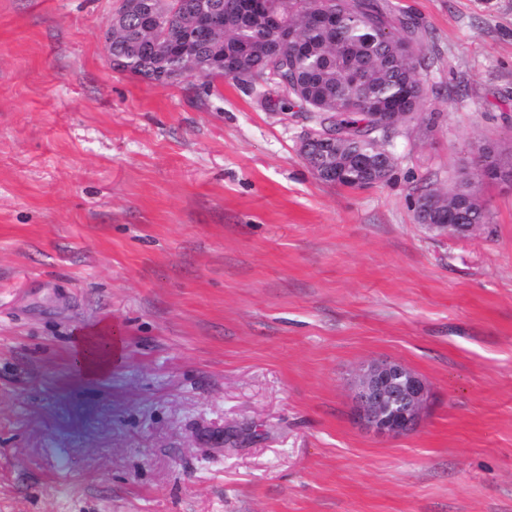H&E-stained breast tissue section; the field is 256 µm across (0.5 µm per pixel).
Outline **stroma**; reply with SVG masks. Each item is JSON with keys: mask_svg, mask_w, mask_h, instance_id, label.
<instances>
[{"mask_svg": "<svg viewBox=\"0 0 512 512\" xmlns=\"http://www.w3.org/2000/svg\"><path fill=\"white\" fill-rule=\"evenodd\" d=\"M390 2L436 123L354 189L281 87L115 68L118 0H0V512H512V185L464 236L413 206L512 144V0ZM101 323L122 354L88 378ZM385 358L433 394L395 438L351 418ZM105 343L102 349L99 347ZM119 348V336H112V327H103L96 336H79L77 344L78 366L84 375L96 377L105 372Z\"/></svg>", "mask_w": 512, "mask_h": 512, "instance_id": "35a3bbf8", "label": "stroma"}]
</instances>
